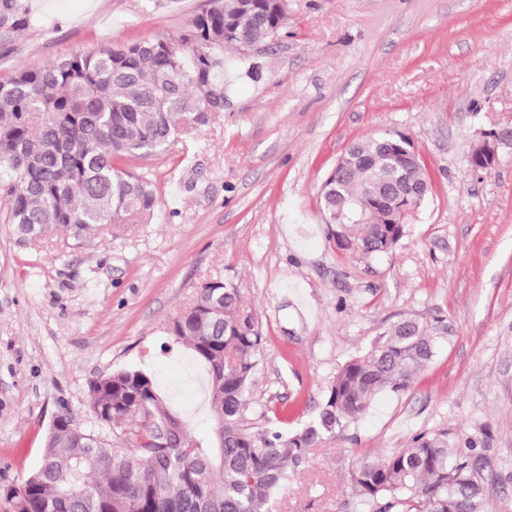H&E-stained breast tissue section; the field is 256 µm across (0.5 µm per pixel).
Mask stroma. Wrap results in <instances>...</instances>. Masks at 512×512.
<instances>
[{
  "label": "stroma",
  "mask_w": 512,
  "mask_h": 512,
  "mask_svg": "<svg viewBox=\"0 0 512 512\" xmlns=\"http://www.w3.org/2000/svg\"><path fill=\"white\" fill-rule=\"evenodd\" d=\"M209 0H28L30 26L0 32V79L158 33L179 37ZM255 78L229 63L224 110L166 149L126 160L155 206L74 240L19 241L0 195V512L69 412L109 441L89 386L152 375L191 433L210 427L201 371L166 328L209 277L240 288L264 341L249 423L308 421L337 370L398 317L453 333L399 395L313 449L279 512H368L351 487L365 458L416 435L482 440L491 512H512V145L472 172L481 130L512 128V0H288V24ZM400 133L431 192L387 255L339 249L322 185L353 142Z\"/></svg>",
  "instance_id": "35a3bbf8"
}]
</instances>
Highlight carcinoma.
Returning <instances> with one entry per match:
<instances>
[{
  "mask_svg": "<svg viewBox=\"0 0 512 512\" xmlns=\"http://www.w3.org/2000/svg\"><path fill=\"white\" fill-rule=\"evenodd\" d=\"M280 0H213L175 40L165 34L104 44L51 64L20 67L0 81V165L9 180L7 221L21 240L63 227L79 239L104 224L150 214L149 180L122 161L165 149L224 111L226 57L248 58L284 29ZM31 23L23 0H0V32ZM391 134L353 142L342 177L321 192L325 224L356 200L373 208L337 246L367 256L393 252L405 235L372 185L429 182L424 165ZM169 331L188 346L209 380L210 434L192 435L148 374L119 369L90 384L92 408L120 429L122 445L79 427L69 413L49 430L36 480L6 496L15 512H275L278 496L309 463L312 449L364 415L383 390L399 394L436 358L451 328L443 316H405L334 376L317 414L288 431V413L253 431L247 391L263 336L240 289L200 282ZM492 474L473 438L451 444L420 434L409 448L366 458L355 494L372 512H489Z\"/></svg>",
  "mask_w": 512,
  "mask_h": 512,
  "instance_id": "obj_1",
  "label": "carcinoma"
}]
</instances>
